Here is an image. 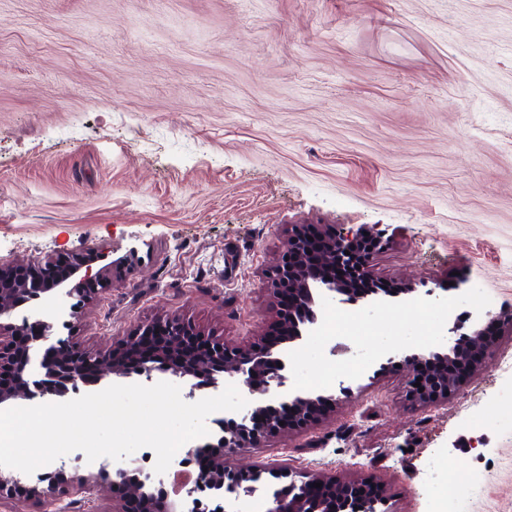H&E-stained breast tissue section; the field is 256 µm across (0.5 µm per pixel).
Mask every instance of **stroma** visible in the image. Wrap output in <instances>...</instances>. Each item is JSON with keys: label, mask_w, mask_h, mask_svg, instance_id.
I'll use <instances>...</instances> for the list:
<instances>
[{"label": "stroma", "mask_w": 512, "mask_h": 512, "mask_svg": "<svg viewBox=\"0 0 512 512\" xmlns=\"http://www.w3.org/2000/svg\"><path fill=\"white\" fill-rule=\"evenodd\" d=\"M294 224L371 230L373 280L413 292L350 306L345 388L313 386L334 342L304 337L287 385L332 405L225 466L369 480L385 512H434L453 466L479 484L456 512H512V333L428 406L385 364L512 310V0H0V264L118 265L81 306L31 301L57 337L104 355L176 316L250 347ZM126 462L63 478L106 473L119 512Z\"/></svg>", "instance_id": "1"}]
</instances>
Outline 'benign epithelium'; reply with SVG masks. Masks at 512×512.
Masks as SVG:
<instances>
[{
	"label": "benign epithelium",
	"instance_id": "obj_1",
	"mask_svg": "<svg viewBox=\"0 0 512 512\" xmlns=\"http://www.w3.org/2000/svg\"><path fill=\"white\" fill-rule=\"evenodd\" d=\"M317 238L308 240L300 227L290 228L288 239L280 263L272 270L270 281L276 300V317L273 327L277 328L279 343H288L303 337L318 323L314 309V298L310 283L320 282L324 287L344 297L346 302L355 304L360 300H373L383 294L396 297L409 294V288H376L372 285L370 260L379 247L380 241L366 229L333 231L316 228ZM351 259L352 277L340 280L336 276V267ZM33 278L19 280L14 277V269L0 265V335L11 332L12 340L0 343V373L15 377L11 386H0V403L22 398L44 396L57 392L62 386L85 383L88 373L100 371L102 359L90 357L77 346L58 338L48 347V355L42 362L43 378L32 380L28 377L30 351L41 342L49 341L53 336L52 322L41 319L28 324L36 331L33 338L15 330V326L5 322L13 310L29 298H38L43 294L63 291L66 295L81 303L97 296L102 289L90 292L85 287L88 282L107 283L111 276V266L93 267L77 261L70 268L57 272H46V266L31 269ZM512 331V312L487 314L485 318L464 323H453L452 335L440 347L432 350H409L398 361L401 367L412 376L425 371L429 382L419 389L409 382L407 396L416 404H428L447 398L454 393L462 381L488 359L495 348L492 337L502 330ZM119 346L125 348V356L108 357L112 371L119 372L128 366H134L143 374L156 370L171 372L179 376L209 377L211 372L224 370L244 377L247 386L259 383L256 395L267 397L271 388L282 386L284 367L278 366V360L271 355L270 348L257 352L253 349L230 348L224 342L202 332L195 324L180 318H169L160 322L143 325L132 335L119 340ZM288 411L292 425L303 427L312 422L325 410V404L310 395H295L280 401V405H266L259 409L258 417L252 419V425L246 427L240 437H224V440L210 445L213 464L204 469L194 479L191 490H205L208 486L219 484L224 492L231 495L248 493L247 485L253 472L225 469L224 451L255 446L272 434L283 431L280 426L281 411ZM310 483H319L314 488L324 503L338 504L351 497V493L360 482L339 480L334 477H315ZM99 477H78L69 484L60 486L50 482L45 487L27 486L18 473L0 471V494L15 493L24 498L38 497L50 505L64 498L88 502L97 493ZM136 499L140 502V512H174L167 499L143 498L140 492L126 489L124 499ZM306 504L300 499L290 497L274 498V507L270 512H305Z\"/></svg>",
	"mask_w": 512,
	"mask_h": 512
}]
</instances>
